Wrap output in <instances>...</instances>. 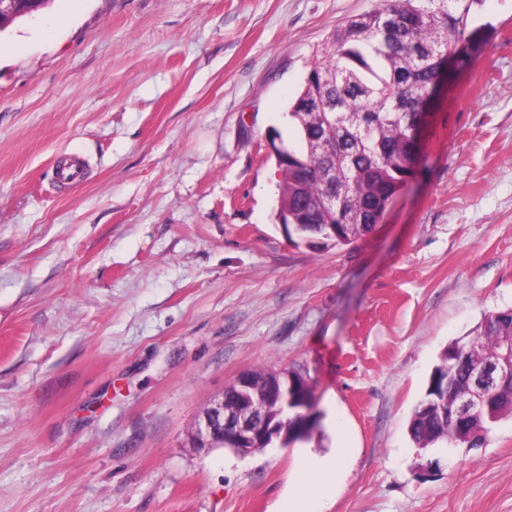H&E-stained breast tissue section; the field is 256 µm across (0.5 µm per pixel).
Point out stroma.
Returning <instances> with one entry per match:
<instances>
[{"instance_id":"obj_1","label":"stroma","mask_w":512,"mask_h":512,"mask_svg":"<svg viewBox=\"0 0 512 512\" xmlns=\"http://www.w3.org/2000/svg\"><path fill=\"white\" fill-rule=\"evenodd\" d=\"M377 5L73 0L47 38L51 0L0 33V512H286L341 447L318 512H512V418L479 448L407 434L442 350L512 308V0L473 4L486 41L370 234L308 245L274 216L311 54ZM293 368L303 446L191 447L240 374ZM340 455L338 449L325 456H313L311 458V466L317 477L324 483L327 481H336L341 474V466L339 465Z\"/></svg>"}]
</instances>
